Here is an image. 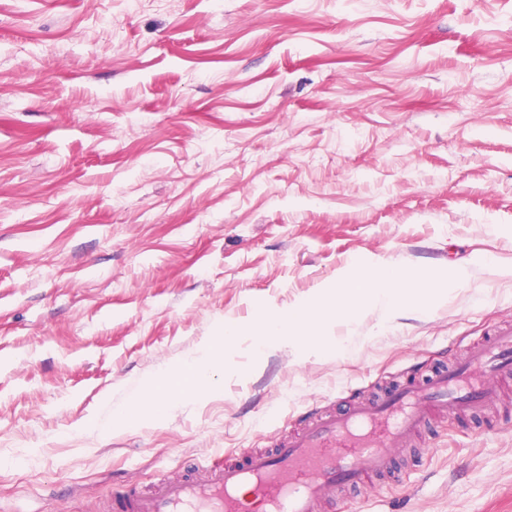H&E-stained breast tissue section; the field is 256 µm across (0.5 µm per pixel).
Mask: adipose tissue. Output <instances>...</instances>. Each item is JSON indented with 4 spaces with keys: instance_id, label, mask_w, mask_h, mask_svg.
Returning a JSON list of instances; mask_svg holds the SVG:
<instances>
[{
    "instance_id": "adipose-tissue-1",
    "label": "adipose tissue",
    "mask_w": 512,
    "mask_h": 512,
    "mask_svg": "<svg viewBox=\"0 0 512 512\" xmlns=\"http://www.w3.org/2000/svg\"><path fill=\"white\" fill-rule=\"evenodd\" d=\"M233 324L225 325L222 335L206 341L195 356L186 359L176 378L149 382L126 405L115 413L116 420L142 423L156 415L161 408L174 407L186 399H206L214 388L213 373L224 365V349L240 336Z\"/></svg>"
}]
</instances>
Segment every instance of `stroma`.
<instances>
[{
    "label": "stroma",
    "mask_w": 512,
    "mask_h": 512,
    "mask_svg": "<svg viewBox=\"0 0 512 512\" xmlns=\"http://www.w3.org/2000/svg\"><path fill=\"white\" fill-rule=\"evenodd\" d=\"M462 260L472 290L431 314L336 323L354 357L257 362L245 334L208 400L90 426L224 324ZM509 321L512 0H0V512H102L269 450ZM504 394L328 512H512Z\"/></svg>",
    "instance_id": "obj_1"
}]
</instances>
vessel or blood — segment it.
Listing matches in <instances>:
<instances>
[{"instance_id": "b4317fda", "label": "vessel or blood", "mask_w": 512, "mask_h": 512, "mask_svg": "<svg viewBox=\"0 0 512 512\" xmlns=\"http://www.w3.org/2000/svg\"><path fill=\"white\" fill-rule=\"evenodd\" d=\"M491 376L512 377V324L422 385L316 415L273 454L246 451L241 462L200 467L180 480L159 481L148 493L114 489L112 512H245L238 492L246 486L263 512H317L337 487L358 488L392 474L395 449L409 447L431 418L463 417L494 402Z\"/></svg>"}]
</instances>
